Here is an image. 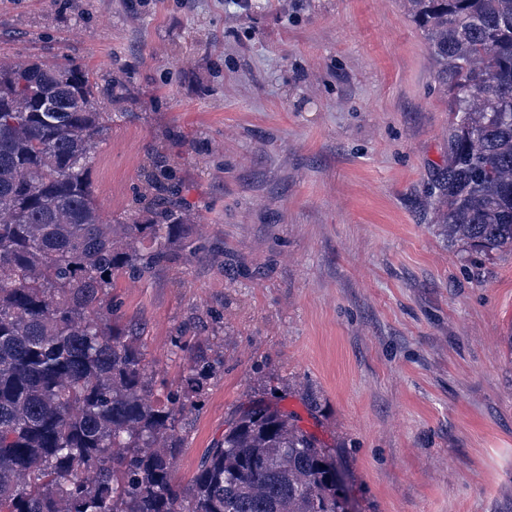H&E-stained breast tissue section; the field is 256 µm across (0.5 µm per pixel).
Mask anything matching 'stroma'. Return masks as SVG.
I'll list each match as a JSON object with an SVG mask.
<instances>
[{"label": "stroma", "mask_w": 512, "mask_h": 512, "mask_svg": "<svg viewBox=\"0 0 512 512\" xmlns=\"http://www.w3.org/2000/svg\"><path fill=\"white\" fill-rule=\"evenodd\" d=\"M1 57L121 84L104 219L134 213L151 154L176 168L195 228L115 295L155 381L221 361L179 423L181 484L275 393L354 512H512V251L448 243L453 114L403 0H0Z\"/></svg>", "instance_id": "35a3bbf8"}]
</instances>
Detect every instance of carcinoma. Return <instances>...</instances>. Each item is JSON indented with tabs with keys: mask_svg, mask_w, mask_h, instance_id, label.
Returning a JSON list of instances; mask_svg holds the SVG:
<instances>
[{
	"mask_svg": "<svg viewBox=\"0 0 512 512\" xmlns=\"http://www.w3.org/2000/svg\"><path fill=\"white\" fill-rule=\"evenodd\" d=\"M454 121L435 197L451 240L512 249V0H407ZM98 82L75 60L0 62V512H344L336 452L294 413L240 407L183 486L177 426L215 363L154 396L137 336L103 313L120 274L172 258L189 229L166 156L144 222L96 205Z\"/></svg>",
	"mask_w": 512,
	"mask_h": 512,
	"instance_id": "cac0c4a2",
	"label": "carcinoma"
}]
</instances>
